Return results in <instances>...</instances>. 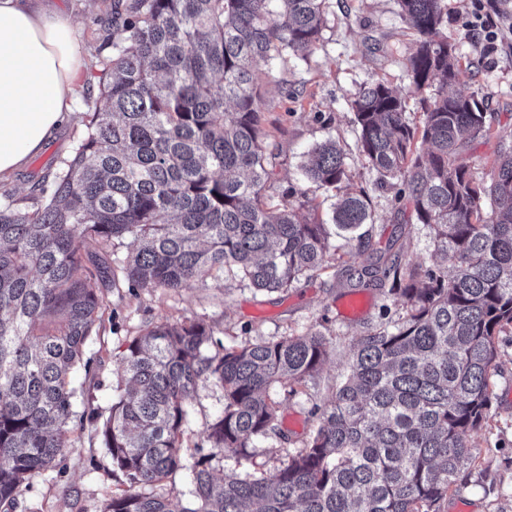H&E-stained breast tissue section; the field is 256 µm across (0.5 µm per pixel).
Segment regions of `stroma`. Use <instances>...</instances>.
Here are the masks:
<instances>
[{"mask_svg": "<svg viewBox=\"0 0 512 512\" xmlns=\"http://www.w3.org/2000/svg\"><path fill=\"white\" fill-rule=\"evenodd\" d=\"M493 19L499 42L487 52L471 27L473 0H448L444 28L455 43L463 63L455 92L483 98L498 131L495 138L473 144L468 159L478 175L490 174L484 161L499 146L512 147V0H496ZM114 0H45L44 9L68 16L75 27V54L82 75L72 102V121L61 128L42 152L9 179L0 182V195L11 194L20 206L37 201L35 185L53 179L61 159L71 157L84 133L82 117L99 96L97 59L111 55L106 43ZM416 39L398 15L396 0H327L326 19L316 51L305 61L290 58L276 62L275 84L269 85L261 108L262 127L275 154L273 174L265 194L270 203H280L292 194L302 214L330 223L332 192L316 188L304 177L301 166L308 151L329 139L344 144L346 167L355 186L364 188L372 200V223L361 226L364 238L361 261L383 252L395 239L411 238L406 259L430 264L433 244L424 225L415 220L410 204L395 199L390 187L376 184V175L359 155L354 114L350 101L365 83L384 77L406 99L412 119L421 107L409 92L406 59ZM342 273L339 263L310 276H303L288 291L262 293L248 283L224 278L171 293L163 289L136 293L112 288L105 293V311L100 328L85 345L93 360V378L87 379L84 403L99 413H108L120 382V361L128 342L148 325L185 319H204L224 346H244L259 341L319 330L335 346L316 382L307 393L291 394L288 386L270 388L271 399L281 404L282 436L271 435L256 442L242 468L249 472H272L289 452L302 448L316 427L314 409L329 398L353 342L379 320L386 298L381 290L351 293L337 287ZM496 396L486 423L473 434L479 453L475 463L463 469L456 486L440 503V512L456 504L470 512H512V404L501 398L512 389V335L501 344L500 367L493 378ZM182 454L186 462L206 459L215 477L234 469L233 460L211 453L207 425L224 408V392L210 382L199 383L185 402ZM128 487L122 471L112 463L93 426L75 432L59 466L34 477L19 499L16 512H103L113 494Z\"/></svg>", "mask_w": 512, "mask_h": 512, "instance_id": "stroma-1", "label": "stroma"}]
</instances>
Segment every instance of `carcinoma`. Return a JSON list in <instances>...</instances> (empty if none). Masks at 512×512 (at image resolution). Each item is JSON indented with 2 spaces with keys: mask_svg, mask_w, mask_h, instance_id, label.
<instances>
[{
  "mask_svg": "<svg viewBox=\"0 0 512 512\" xmlns=\"http://www.w3.org/2000/svg\"><path fill=\"white\" fill-rule=\"evenodd\" d=\"M326 0H127L112 16V55L100 61V103L86 113L73 157L40 187V203L0 205V507L48 470L89 423L129 481L105 512H439L476 461L472 434L488 417L496 337L512 330V148L490 180L466 161L495 136L482 101L448 92L462 69L443 34L446 0H397L417 35L406 63L422 117L385 78L350 102L356 148L380 186H398L428 227L434 259L405 261L406 244L358 265L326 225L264 195L273 153L261 123L260 74L317 49ZM336 192L332 221L372 223L371 200L350 183L346 150L327 140L303 165ZM135 252L116 280L112 248ZM344 261L338 288H380L405 309L354 343L343 379L318 408L303 448L276 470L217 479L181 454L186 400L199 383L224 390L207 427L213 455L241 464L277 432L276 384L314 383L330 339L309 330L210 350L203 319L159 323L129 342L120 393L106 418L73 420V375L104 313L102 289L177 291L215 273L267 293ZM189 469L194 500L165 490Z\"/></svg>",
  "mask_w": 512,
  "mask_h": 512,
  "instance_id": "cac0c4a2",
  "label": "carcinoma"
}]
</instances>
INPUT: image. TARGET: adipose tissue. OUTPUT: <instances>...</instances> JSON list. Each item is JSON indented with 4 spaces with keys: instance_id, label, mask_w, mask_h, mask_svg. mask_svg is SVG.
I'll use <instances>...</instances> for the list:
<instances>
[{
    "instance_id": "ef3b65f1",
    "label": "adipose tissue",
    "mask_w": 512,
    "mask_h": 512,
    "mask_svg": "<svg viewBox=\"0 0 512 512\" xmlns=\"http://www.w3.org/2000/svg\"><path fill=\"white\" fill-rule=\"evenodd\" d=\"M69 19L34 0H0V178L37 156L68 122L81 69Z\"/></svg>"
}]
</instances>
